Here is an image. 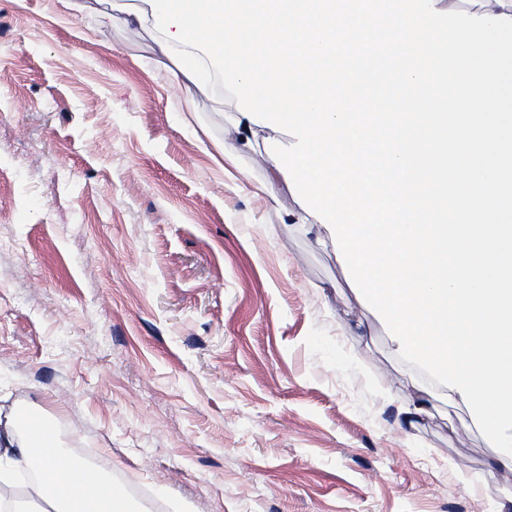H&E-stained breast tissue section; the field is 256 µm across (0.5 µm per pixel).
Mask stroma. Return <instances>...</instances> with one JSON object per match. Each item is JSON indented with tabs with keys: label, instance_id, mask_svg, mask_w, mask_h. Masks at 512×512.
Wrapping results in <instances>:
<instances>
[{
	"label": "stroma",
	"instance_id": "1",
	"mask_svg": "<svg viewBox=\"0 0 512 512\" xmlns=\"http://www.w3.org/2000/svg\"><path fill=\"white\" fill-rule=\"evenodd\" d=\"M141 0H0V410L133 512H497L512 473L395 354L270 126L171 83ZM430 395L427 389H419L414 395L405 399L398 408L399 415L410 427H414L416 422L428 412V400L426 396Z\"/></svg>",
	"mask_w": 512,
	"mask_h": 512
}]
</instances>
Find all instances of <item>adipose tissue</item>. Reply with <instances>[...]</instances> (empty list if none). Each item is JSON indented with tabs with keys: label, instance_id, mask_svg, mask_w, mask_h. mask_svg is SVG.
Masks as SVG:
<instances>
[{
	"label": "adipose tissue",
	"instance_id": "obj_1",
	"mask_svg": "<svg viewBox=\"0 0 512 512\" xmlns=\"http://www.w3.org/2000/svg\"><path fill=\"white\" fill-rule=\"evenodd\" d=\"M18 455L46 475L28 490L38 512H130L123 495L108 485L94 487L86 468L73 461L64 462L48 426H41L34 434L24 432L11 413L0 416V497L12 481L8 466Z\"/></svg>",
	"mask_w": 512,
	"mask_h": 512
}]
</instances>
